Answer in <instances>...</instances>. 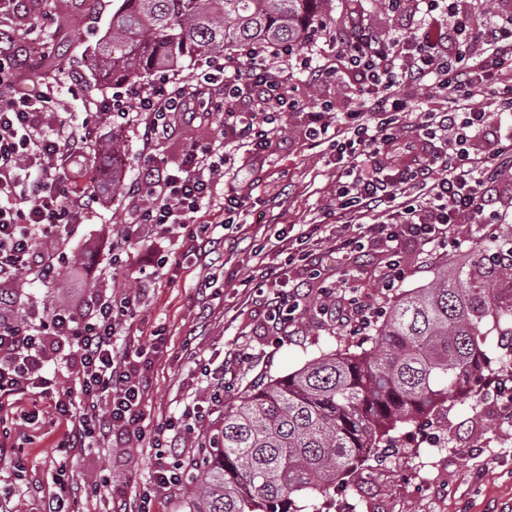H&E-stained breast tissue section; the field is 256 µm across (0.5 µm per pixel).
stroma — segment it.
I'll return each mask as SVG.
<instances>
[{
    "label": "stroma",
    "instance_id": "35a3bbf8",
    "mask_svg": "<svg viewBox=\"0 0 512 512\" xmlns=\"http://www.w3.org/2000/svg\"><path fill=\"white\" fill-rule=\"evenodd\" d=\"M113 0H39L37 6L0 19L19 47L34 45L45 54L34 80L48 84L73 127L96 126L97 139L90 146L91 161L82 174L69 166L60 173L68 187L104 185L108 146L119 140L125 146L124 178L132 180L145 156L155 155L165 163H180L193 144L222 140L224 110L247 112L244 102L225 105L221 95L200 98L184 116L174 138L146 144L142 132L121 114L98 116L105 101L115 95H130L131 83L112 85L94 70L91 59L100 38L112 20ZM346 0H333V9L323 29L307 42L316 59H335L336 38L355 19L366 20L372 29L388 33L404 29L410 13L418 11L417 0H405L402 12H393L379 0H356L354 13H347ZM298 98L331 105L328 121L353 107V85L345 75L325 83L307 82L297 74ZM407 106L400 116L401 133L411 138L420 113L446 109L444 97L429 87L405 86L400 90ZM277 134L262 152L231 147L225 177L240 205L234 223L222 227L224 212L211 204L198 213L213 237L224 240V267L212 288L202 289L209 268L203 260L187 256L184 248L172 245L175 259L165 268L154 290L137 308L132 320L134 345L140 346L151 363L150 383L144 395L146 421L157 424L191 400L207 396V384L220 375L226 354L245 356L232 377L225 379V405L236 403L245 388L265 375L282 376L301 367L320 351L356 340L355 327L347 321L349 298L358 294L376 311H384L394 293L384 290L376 251L339 255L326 232L330 224H354L358 217L336 207V182L341 171L326 143L308 137L307 118L299 111L281 110L276 115ZM127 217L122 192H114L98 204L80 224L66 250L71 258L67 269L50 283L30 282L20 288L12 307L22 316L33 304L55 308L70 306L82 294L135 291L136 273L129 270L118 280L110 278L109 250L93 261L85 253L101 236L110 242L121 239ZM309 236V246L325 260L319 278L304 268L282 266L281 278L301 288L304 310L296 322L274 327L266 305L267 290L261 289L254 256L263 249L275 257L285 239ZM457 244L426 255L416 243L401 247L400 261L406 278L398 285L408 290L428 283L439 265L460 258L484 235L469 221L456 230ZM333 288L329 314L317 311L322 287ZM163 330L165 341L155 344L152 333ZM208 365L201 374L199 364ZM39 407L36 423L26 418L31 407ZM0 425L6 427L10 445L18 454L0 456V492L10 512H42L43 500L56 489L57 476L88 487L108 475L124 486L126 497H134L148 481L154 452L147 442L113 448L95 444L72 449L62 455L59 445L68 425L58 419L49 402H36L26 395L0 410ZM401 446L372 458L366 470L351 477L347 490L336 492L326 504L328 512H512V426L503 424L497 391L480 393L474 404L452 410L448 418L429 419L407 428ZM25 459L24 470L14 466L15 456Z\"/></svg>",
    "mask_w": 512,
    "mask_h": 512
}]
</instances>
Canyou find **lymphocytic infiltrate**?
I'll return each instance as SVG.
<instances>
[{"label": "lymphocytic infiltrate", "instance_id": "f902f5d3", "mask_svg": "<svg viewBox=\"0 0 512 512\" xmlns=\"http://www.w3.org/2000/svg\"><path fill=\"white\" fill-rule=\"evenodd\" d=\"M339 44L344 69L357 81L355 106L337 126L325 121L323 111L309 113L311 135L330 142L347 175L336 189L338 205L362 217L358 224L337 225L336 249H380L386 255L383 276L395 282L403 276L402 242L436 248L453 237L461 218L485 222L490 188L481 171L512 154V125H503L500 113L471 106L469 99L483 76L495 77L504 94L512 93V10L501 11L498 22L482 29L463 0H425L413 32L343 35ZM38 56L33 49L0 46V297L7 301L24 280L55 278L68 262L67 240L102 198L96 190L69 189L57 175L58 163L81 158L96 129L87 124L74 129L56 114L53 91L29 78ZM288 56L285 47L246 45L207 57L194 83L139 93L131 121L143 126L149 139L171 138L182 106L206 89L221 91L228 101L249 97L255 112L278 111L288 104ZM425 81L447 91L449 107L421 113L418 136L405 155L396 156L405 106L400 89ZM491 130L496 133L491 153L473 156L471 143ZM448 131L454 135L451 147L435 150V140ZM227 162L223 144L210 143L189 147L174 169L154 159L144 163L124 192L132 220L123 228V249L112 255L113 273L136 262L133 247L145 224L195 251L210 245L208 225L196 223L195 216L216 194ZM438 169L442 178L430 180ZM384 203L391 222H371ZM160 276V270H151L138 291L92 296L80 307L33 305L19 318L0 312V402L32 390L50 397L58 417L71 425L66 438L72 448L110 438L145 439L155 448L156 464L136 496L135 512H151L159 491L185 481L187 471L174 448L181 436L202 430L224 404V385L218 382L207 400L187 402L174 417L145 427L148 365L135 359L119 336ZM55 360L74 368V389L55 391L48 371Z\"/></svg>", "mask_w": 512, "mask_h": 512}]
</instances>
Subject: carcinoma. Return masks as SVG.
<instances>
[{
    "label": "carcinoma",
    "instance_id": "1",
    "mask_svg": "<svg viewBox=\"0 0 512 512\" xmlns=\"http://www.w3.org/2000/svg\"><path fill=\"white\" fill-rule=\"evenodd\" d=\"M332 0H119L93 65L122 84L240 44L299 48ZM512 337V225L400 293L363 341L263 379L198 449L183 512H324L322 497L395 433L451 412L486 370L488 336Z\"/></svg>",
    "mask_w": 512,
    "mask_h": 512
}]
</instances>
